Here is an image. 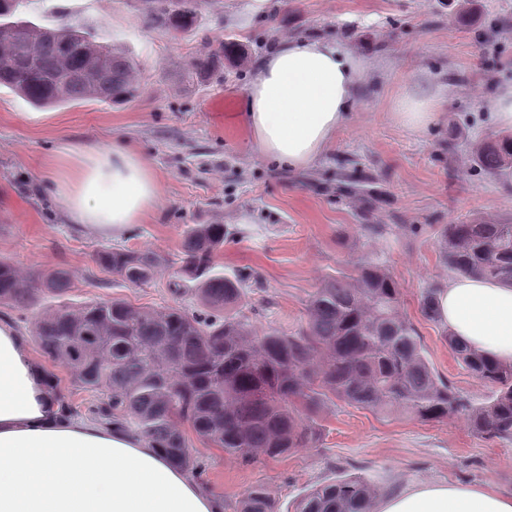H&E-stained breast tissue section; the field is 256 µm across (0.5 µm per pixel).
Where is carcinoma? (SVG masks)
Returning <instances> with one entry per match:
<instances>
[{"label": "carcinoma", "instance_id": "1", "mask_svg": "<svg viewBox=\"0 0 512 512\" xmlns=\"http://www.w3.org/2000/svg\"><path fill=\"white\" fill-rule=\"evenodd\" d=\"M0 88L38 107L134 96L137 64L77 25L53 27L16 18L28 0H0ZM195 0H141L147 22L180 33L195 23ZM477 167L497 174L512 162V138L480 144ZM222 224H194L183 233V258L172 292H192L207 308L135 307L119 298L48 308L35 324L44 353L72 373L79 387L105 393L106 425L163 448L179 468L198 473L185 435L245 462L275 458L318 443L317 420L336 398L379 415L421 422L462 414L485 438L512 441V366L490 363L445 336L463 365L489 384L484 403L464 398L427 360L413 324L398 308L399 289L380 265L362 259L352 273L327 278L311 296L307 321L293 332L255 331L240 306L241 281L219 269ZM448 267L464 276L512 282V224H448L440 234ZM96 263L122 281L148 283L165 259L154 251L103 250ZM70 273L40 277L0 259V305L22 309L41 295H61ZM436 289L421 312L438 321ZM378 488L361 476L308 492L296 512H370ZM238 512H277L261 486L248 489Z\"/></svg>", "mask_w": 512, "mask_h": 512}]
</instances>
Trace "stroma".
Masks as SVG:
<instances>
[{
    "mask_svg": "<svg viewBox=\"0 0 512 512\" xmlns=\"http://www.w3.org/2000/svg\"><path fill=\"white\" fill-rule=\"evenodd\" d=\"M472 7L466 14L459 0H203L193 28L173 35L147 23L139 0H29L24 19L47 23L68 13L97 41L132 57L140 92L59 106L34 120L31 104L0 89V258L33 275L67 270L69 302L121 298L198 313L194 294L177 298L169 290L181 265L182 231L221 224L228 234L218 261L225 275L242 279L245 311L260 333L304 325L322 282L365 258L397 282L401 310L435 371L483 401L489 387L456 358L443 325L420 309L424 290L451 274L439 254L442 225L512 223V167L489 176L473 161L474 146L499 133L486 101L512 80V0H474ZM294 38L330 41L370 65L335 142L302 170L259 154L243 109L261 59ZM198 58L206 66L193 67ZM404 87L443 95L425 134L408 133L389 117ZM62 139L78 147L134 146L158 176L156 210L117 237L74 224L43 172ZM368 224L383 225V234L365 232ZM112 248L151 250L166 265L149 283L131 286L97 265V253ZM30 353L74 417L97 421L105 395L75 386L38 341ZM318 424L317 447L251 463L189 436L203 465L196 480L223 500L224 512H237L256 485L279 512H294L314 487L353 476L383 493L431 482L512 492V441L476 435L465 416L420 422L332 399Z\"/></svg>",
    "mask_w": 512,
    "mask_h": 512,
    "instance_id": "35a3bbf8",
    "label": "stroma"
}]
</instances>
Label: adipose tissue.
Instances as JSON below:
<instances>
[{
	"label": "adipose tissue",
	"mask_w": 512,
	"mask_h": 512,
	"mask_svg": "<svg viewBox=\"0 0 512 512\" xmlns=\"http://www.w3.org/2000/svg\"><path fill=\"white\" fill-rule=\"evenodd\" d=\"M363 57L313 39L280 43L259 66L243 107L259 153L292 168L322 157L356 105ZM438 95H397L392 121L421 134ZM54 199L74 223L111 236L158 203L154 168L128 145L62 140L48 165ZM449 334L483 357L512 365V284L465 276L436 293ZM185 470L147 440L63 414L52 378L28 339L0 320V512H223ZM373 512H512V493L450 483L409 485Z\"/></svg>",
	"instance_id": "ef3b65f1"
}]
</instances>
